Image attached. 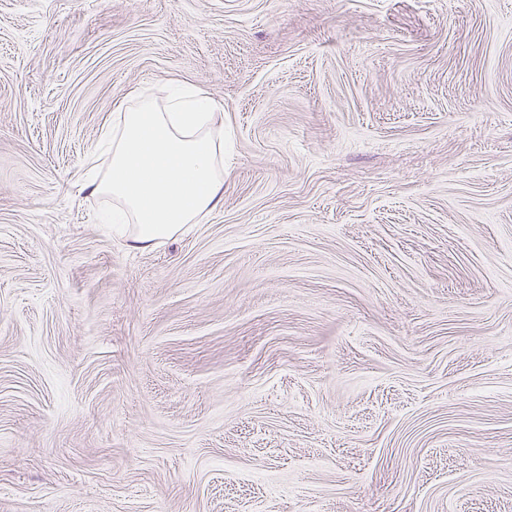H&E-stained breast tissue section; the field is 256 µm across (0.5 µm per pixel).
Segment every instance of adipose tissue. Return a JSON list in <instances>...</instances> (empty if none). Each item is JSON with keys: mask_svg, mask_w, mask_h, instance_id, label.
Returning <instances> with one entry per match:
<instances>
[{"mask_svg": "<svg viewBox=\"0 0 512 512\" xmlns=\"http://www.w3.org/2000/svg\"><path fill=\"white\" fill-rule=\"evenodd\" d=\"M167 101L164 112L147 104L120 113L102 137L107 171L88 185L90 194L123 201L124 215L136 222L128 238L135 250L176 237L224 198V139L212 132L216 102L191 89L168 90Z\"/></svg>", "mask_w": 512, "mask_h": 512, "instance_id": "1", "label": "adipose tissue"}]
</instances>
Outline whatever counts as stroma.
<instances>
[{
  "label": "stroma",
  "mask_w": 512,
  "mask_h": 512,
  "mask_svg": "<svg viewBox=\"0 0 512 512\" xmlns=\"http://www.w3.org/2000/svg\"><path fill=\"white\" fill-rule=\"evenodd\" d=\"M166 82L224 202L134 251ZM0 512H512V0H0ZM165 90L167 112L146 104L118 113L115 130L103 135L91 160L97 168L107 154V171L84 187L123 201L122 218L137 224L127 238L135 250L176 237L224 199V138L212 132L219 105L202 91Z\"/></svg>",
  "instance_id": "35a3bbf8"
}]
</instances>
